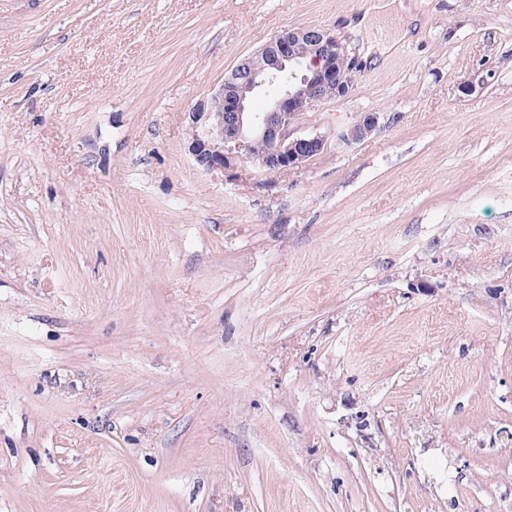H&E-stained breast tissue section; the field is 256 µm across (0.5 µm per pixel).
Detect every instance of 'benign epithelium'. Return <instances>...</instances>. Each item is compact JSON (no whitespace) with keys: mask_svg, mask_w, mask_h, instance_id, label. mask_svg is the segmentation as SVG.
<instances>
[{"mask_svg":"<svg viewBox=\"0 0 512 512\" xmlns=\"http://www.w3.org/2000/svg\"><path fill=\"white\" fill-rule=\"evenodd\" d=\"M357 67L346 43L321 26L285 28L246 55L224 75L208 105L188 113L192 135L188 152L206 172L250 164L263 173L299 168L326 148L318 135L296 133V118L322 102L349 95ZM268 97L266 110L252 109L254 98ZM365 114L340 134L356 143L378 126Z\"/></svg>","mask_w":512,"mask_h":512,"instance_id":"obj_1","label":"benign epithelium"}]
</instances>
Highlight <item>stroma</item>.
Segmentation results:
<instances>
[{"label":"stroma","instance_id":"obj_1","mask_svg":"<svg viewBox=\"0 0 512 512\" xmlns=\"http://www.w3.org/2000/svg\"><path fill=\"white\" fill-rule=\"evenodd\" d=\"M375 2L0 0V512H512V0ZM302 26L325 151L200 171ZM357 67L346 43L321 26L284 28L224 75L208 105L188 112V152L206 172L250 164L263 173L302 167L326 148L318 135H298L296 118L349 95ZM264 93V112H253ZM378 123L377 113H366L358 122L340 134V140L346 144L360 142L376 129Z\"/></svg>","mask_w":512,"mask_h":512}]
</instances>
